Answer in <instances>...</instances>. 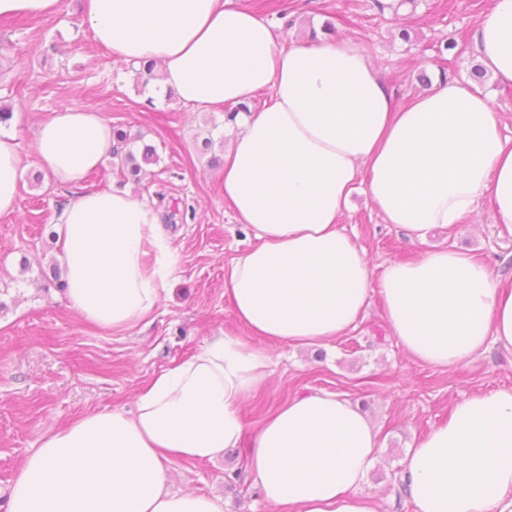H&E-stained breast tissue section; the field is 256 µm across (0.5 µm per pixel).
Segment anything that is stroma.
<instances>
[{"label":"stroma","mask_w":512,"mask_h":512,"mask_svg":"<svg viewBox=\"0 0 512 512\" xmlns=\"http://www.w3.org/2000/svg\"><path fill=\"white\" fill-rule=\"evenodd\" d=\"M246 2L282 42L306 39L327 23L335 35L359 41L400 107L423 91L420 75L434 83L472 81L473 33L491 7V0H419L398 23L378 9V0ZM82 5L61 0L50 18H0V105L20 116L16 132L28 164L37 123L61 107L94 109L143 134L160 160L140 182L125 179L106 160L83 189L124 188L163 209L176 263L170 295L134 329L112 332L82 320L67 306L53 273L61 264L53 220L74 192L29 165L18 212L0 217V512H7L18 465L43 436L89 411L134 409L155 375L188 360L213 336L239 332L224 295V266L255 242L224 203L218 167L198 151L211 127L223 126L231 106L202 112L172 91L152 98V78L95 44ZM401 28L408 39L398 36ZM353 201L342 227L366 248L374 271L423 253L425 246L384 223L363 193ZM466 223L457 245L512 274V233L492 223L485 207ZM268 353V383L242 407L247 427L298 393L349 396L380 431L382 450L363 486L379 512H414L409 498L395 494L404 452L447 420L454 403L478 390L512 389V353L494 346L456 369L409 358L391 336L377 298L359 326L330 346L273 345ZM242 454L230 448L213 461L166 462L170 487L223 498L224 512H273L244 474Z\"/></svg>","instance_id":"35a3bbf8"}]
</instances>
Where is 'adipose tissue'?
<instances>
[{
	"instance_id": "obj_1",
	"label": "adipose tissue",
	"mask_w": 512,
	"mask_h": 512,
	"mask_svg": "<svg viewBox=\"0 0 512 512\" xmlns=\"http://www.w3.org/2000/svg\"><path fill=\"white\" fill-rule=\"evenodd\" d=\"M83 21L112 56L160 70L187 105L236 106L220 179L255 245L224 267L239 332L213 337L157 375L136 410L82 414L19 464L8 512H224L221 499L171 490L164 461L244 451L274 512H378L362 490L379 431L346 395L288 398L248 432L243 402L266 385V345H326L380 297L392 336L434 368L512 352V275L472 252L435 247L374 273L341 227L364 190L414 241L456 234L488 202L512 229V137L475 84L442 83L405 108L350 38L280 45L242 0H84ZM487 75L512 85V0H493L473 34ZM259 111H244L258 95ZM112 153L101 112L63 107L35 130V166L79 188L53 221L68 307L90 324L134 328L169 291L175 265L163 214L124 189L81 191ZM21 144L0 132V216L19 206ZM264 340L254 346L252 337ZM401 480L415 512H512V389L477 391L408 448Z\"/></svg>"
}]
</instances>
